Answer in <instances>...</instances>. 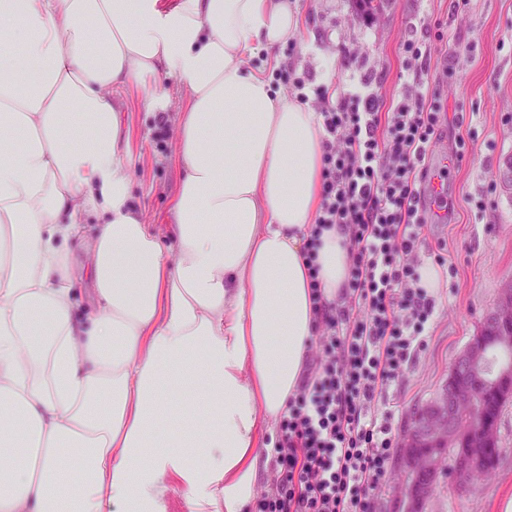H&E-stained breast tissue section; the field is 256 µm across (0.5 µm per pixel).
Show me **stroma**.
<instances>
[{
  "label": "stroma",
  "instance_id": "stroma-1",
  "mask_svg": "<svg viewBox=\"0 0 512 512\" xmlns=\"http://www.w3.org/2000/svg\"><path fill=\"white\" fill-rule=\"evenodd\" d=\"M295 6L302 18L297 37L247 63L265 69L283 93L293 94L296 78L312 88L369 75L372 91L391 101L402 90L403 45L410 40L427 47L433 67L452 70L441 93L454 121L432 146L454 159L447 181L452 209L447 223L426 226L419 246L422 263L440 257L450 272L438 287V316L425 349L390 391L401 434L444 384L501 282L512 278V186L502 179L504 159L512 156V0H469L462 8L456 0H384L370 18L355 0H295ZM166 88L165 109L153 110L146 89L132 85L120 95L119 113L130 144L131 202L159 230L179 177L174 118L185 100L177 82ZM499 438L503 459L494 475L465 494L448 483L426 512H494L497 498L512 488V401Z\"/></svg>",
  "mask_w": 512,
  "mask_h": 512
}]
</instances>
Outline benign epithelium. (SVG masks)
I'll return each mask as SVG.
<instances>
[{
    "label": "benign epithelium",
    "mask_w": 512,
    "mask_h": 512,
    "mask_svg": "<svg viewBox=\"0 0 512 512\" xmlns=\"http://www.w3.org/2000/svg\"><path fill=\"white\" fill-rule=\"evenodd\" d=\"M492 345L502 353L512 351V278L501 283L477 333L449 367L442 389L408 427L400 457L408 509H418L430 492L417 477L438 473L443 446L457 445L459 484L467 486L476 474L487 471L486 460L474 448L498 439V429L479 404V396L489 386L501 399L512 396V362L490 365ZM464 405L470 406L474 418V428L467 434L458 430L454 420L456 410ZM424 446L428 450L417 452Z\"/></svg>",
    "instance_id": "1"
}]
</instances>
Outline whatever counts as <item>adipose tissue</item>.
Here are the masks:
<instances>
[{
	"label": "adipose tissue",
	"mask_w": 512,
	"mask_h": 512,
	"mask_svg": "<svg viewBox=\"0 0 512 512\" xmlns=\"http://www.w3.org/2000/svg\"><path fill=\"white\" fill-rule=\"evenodd\" d=\"M0 512H242L311 356L312 287L337 300L347 237L304 256L319 113L244 61L295 38L290 0H0ZM186 90L167 235L131 203L113 93ZM102 223L88 228V210ZM87 239L77 320L69 244ZM196 394L162 436L173 402Z\"/></svg>",
	"instance_id": "1"
}]
</instances>
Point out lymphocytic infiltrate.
<instances>
[{"instance_id":"1","label":"lymphocytic infiltrate","mask_w":512,"mask_h":512,"mask_svg":"<svg viewBox=\"0 0 512 512\" xmlns=\"http://www.w3.org/2000/svg\"><path fill=\"white\" fill-rule=\"evenodd\" d=\"M407 79L393 109L373 93L315 87L326 137L315 233L336 226L351 263L341 306L314 298L305 377L280 423L261 512H380L398 446L377 400L401 381L435 322L418 248L427 224L426 159L443 135L444 105L428 51L404 47Z\"/></svg>"}]
</instances>
